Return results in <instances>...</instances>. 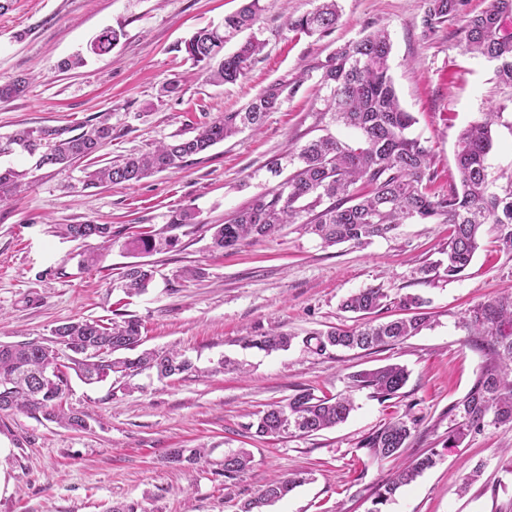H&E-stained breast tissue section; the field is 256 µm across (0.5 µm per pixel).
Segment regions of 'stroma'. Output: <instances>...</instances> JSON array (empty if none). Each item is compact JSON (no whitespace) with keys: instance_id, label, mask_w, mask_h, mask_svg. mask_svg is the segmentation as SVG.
<instances>
[{"instance_id":"obj_1","label":"stroma","mask_w":512,"mask_h":512,"mask_svg":"<svg viewBox=\"0 0 512 512\" xmlns=\"http://www.w3.org/2000/svg\"><path fill=\"white\" fill-rule=\"evenodd\" d=\"M318 3L260 0L256 26L266 48L244 77L215 85L193 66L184 42L221 23L242 0H0V86L29 80L24 96L0 100V139L21 128L78 129L105 116L112 140L100 155L118 161L241 110L272 84L287 89L259 131H243L133 184L86 189L84 163L37 170L28 155L0 156L1 167L30 172L26 190L0 204V342L46 341L74 318H132L142 325L144 348L180 351L198 368L163 381L149 371L95 384L72 379L68 405L86 413L84 430L39 413L0 412V512H108L129 502L141 512H240L269 481L297 472L309 473V481L268 512H368L399 462H368L360 442L407 412L419 425L402 460L432 453L436 463L402 487L385 512H512V425L489 422L458 447L448 445L458 421L453 407L487 361L465 326L467 312L512 294V251L500 249L495 231H485L469 267L452 280L419 272L447 259L449 227L435 221L409 220L363 245L327 247L291 224L272 239L210 248V225L279 185L268 170L272 159H288L327 133L357 139L355 130L322 114L321 66L336 47L377 28L390 34V73L416 119L413 134L431 150L436 188L457 181L459 135L491 107L502 114L486 158L489 189L512 180V87L498 81L493 63L463 53L462 19L430 32L423 24L427 0H339L342 17L331 32L289 30V17ZM107 28L121 31L118 45L91 54L90 42ZM76 53L85 54V66L62 70ZM171 81L177 93L160 96ZM178 208L192 209L195 221L173 230L168 215ZM89 223L111 225L112 240L74 241L57 230ZM144 231L176 235L178 243L148 256L155 283L128 297L113 281L137 261L127 243ZM87 252L98 254L97 265H83ZM197 265L205 279L180 278L182 268ZM370 287L423 296L429 326L372 351L318 356L303 346L309 332L355 326L340 304ZM274 328L295 334L288 350L249 347ZM391 363L409 372L401 396L381 401L354 392V411L334 428L274 438L248 428L259 411L298 389L344 393L349 373ZM173 448H204L207 459L174 465ZM241 448L252 456L250 468L225 477V456ZM476 466L479 480L459 494Z\"/></svg>"}]
</instances>
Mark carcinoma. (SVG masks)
Instances as JSON below:
<instances>
[{
    "label": "carcinoma",
    "mask_w": 512,
    "mask_h": 512,
    "mask_svg": "<svg viewBox=\"0 0 512 512\" xmlns=\"http://www.w3.org/2000/svg\"><path fill=\"white\" fill-rule=\"evenodd\" d=\"M260 0H245L235 13L224 17L220 27H207L185 40V53L193 65L215 84L234 83L260 55L266 40L253 31ZM463 18L461 48L495 64L500 82L512 86V32L505 23L512 19V0H488L487 7L468 10V0H427L425 25L432 30L450 17ZM340 20L338 0H321L315 10L290 20L289 29L312 35L333 30ZM248 30L250 34L236 50L223 58L218 55L224 43ZM122 32L103 31L91 43V51L104 54L119 42ZM390 36L375 29L355 42L338 48L322 66L320 84L328 91L326 112L336 122L358 132L353 144L325 135L306 142L297 153L298 165L273 191L257 197L247 208L236 212L222 224L210 225L211 248L216 252L269 238L303 215L307 233L333 246L352 242L363 244L385 237L407 219L423 222L440 220L451 225L448 238L446 276L455 278L470 264L485 226L497 232L506 250L512 249V180L502 193L489 191L486 156L492 148V126L503 108H490L483 118L459 136L456 165L459 182L446 192L432 189L437 174L432 169L429 148L412 134L414 116L402 108L390 75ZM28 82L20 78L0 86V99L26 93ZM285 91L273 84L264 89L243 111L223 116L195 128L193 134L172 136L147 152L131 154L121 161L86 173L84 186L98 187L133 184L152 174L179 167L186 158L206 152L212 146L244 129L257 131L267 113L276 111ZM112 139V125L101 120L90 129L70 135V129L45 127L21 129L0 141V154L16 150L65 169L74 162L90 159ZM29 171L12 167L0 169V204L10 200L26 186ZM62 234L78 241L93 237L112 239L110 224H64ZM175 237H158L143 232L128 242L139 254L168 250ZM154 278L149 264L132 262L120 272L118 287L127 295L146 292ZM424 300L413 294L399 298L381 288H365L348 295L342 309L363 322L355 328L331 327L313 331L303 339L306 348L322 355L331 349L369 350L403 341L417 335L429 323L421 311ZM394 306L411 313L408 318L373 323L370 315ZM470 335L481 339L491 354L470 391L454 406L460 420L448 431V447H456L471 432L483 430L486 418L495 424L512 423V297L501 296L478 303L469 309L465 322ZM58 341L0 343V411L26 410L41 413L48 420L75 430L88 428L84 415L65 411L70 388L69 371L87 384L106 380L113 374L134 377L153 370L158 378L196 371L191 360L174 351L145 349L134 357L124 355L142 344L141 325L135 319L103 324L95 320H71L55 327ZM294 336L271 331L250 341L267 353L286 350ZM409 374L405 367L388 364L352 372L348 388L368 390L382 401L400 397ZM355 404L346 394L318 396L310 388L299 390L285 404H274L258 416L256 434L260 437L298 433L309 435L332 428L348 419ZM419 419L404 414L394 418L360 444L371 461L400 457ZM205 457V449L185 451L174 448L169 462L194 464ZM250 453L241 448L224 457V476L230 478L247 468ZM435 463L434 454L418 458L396 471L372 499L368 512H384L383 507L396 491ZM306 481L300 473L287 479H273L254 497L246 500L241 512H263V508L282 499Z\"/></svg>",
    "instance_id": "obj_1"
}]
</instances>
